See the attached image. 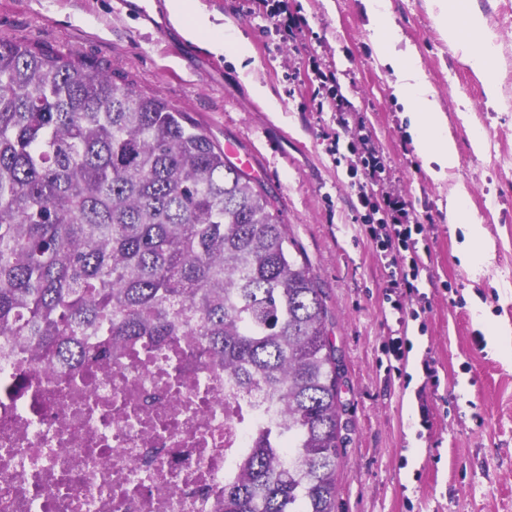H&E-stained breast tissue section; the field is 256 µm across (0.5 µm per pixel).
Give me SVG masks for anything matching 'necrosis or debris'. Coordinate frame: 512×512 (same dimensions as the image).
Returning a JSON list of instances; mask_svg holds the SVG:
<instances>
[{"label":"necrosis or debris","instance_id":"necrosis-or-debris-1","mask_svg":"<svg viewBox=\"0 0 512 512\" xmlns=\"http://www.w3.org/2000/svg\"><path fill=\"white\" fill-rule=\"evenodd\" d=\"M258 396L190 336L67 364L0 352V512H223Z\"/></svg>","mask_w":512,"mask_h":512}]
</instances>
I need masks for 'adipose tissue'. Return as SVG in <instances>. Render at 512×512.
<instances>
[{
  "instance_id": "adipose-tissue-1",
  "label": "adipose tissue",
  "mask_w": 512,
  "mask_h": 512,
  "mask_svg": "<svg viewBox=\"0 0 512 512\" xmlns=\"http://www.w3.org/2000/svg\"><path fill=\"white\" fill-rule=\"evenodd\" d=\"M371 22L373 48L382 65L396 76L394 93L410 119L413 144L425 164L434 168L435 178H445L458 165V147L448 134L444 112L435 94L427 85L414 50H399L402 40L390 11L389 0H364ZM436 21L448 40L451 50L461 52L463 61L484 81L488 104H495L499 88L494 61L498 53L484 16L474 10L464 11L458 0H434ZM168 9L174 25L189 38L204 40L217 53H232L245 57V40L223 33L200 12L196 0H169ZM468 192L457 186L448 198V211L454 222L466 225L467 240L461 251V264L475 270L487 255L486 232L483 225L466 209Z\"/></svg>"
}]
</instances>
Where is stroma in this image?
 <instances>
[{"label":"stroma","mask_w":512,"mask_h":512,"mask_svg":"<svg viewBox=\"0 0 512 512\" xmlns=\"http://www.w3.org/2000/svg\"><path fill=\"white\" fill-rule=\"evenodd\" d=\"M166 2L0 0V36L76 54L251 156L250 174L277 198L326 294L329 336L345 367L336 512H512V356L487 335L492 324L512 330V0L471 4L499 48L493 109L481 79L442 37L432 0H389L402 44L420 57L459 148V164L442 182L415 152L363 0H286L299 25L291 41L271 17L279 0H199L212 23L246 40L242 61L186 39ZM322 72L335 82L321 83ZM257 85L277 109L254 95ZM337 95L346 112L328 109ZM477 132L485 139L479 153L471 147ZM365 144L381 165L376 193L405 199L411 222L423 227L412 250L394 259L365 232ZM459 183L493 244L473 272L458 258L465 228L446 209ZM415 254L425 268L402 302L418 317L404 321L392 306L391 279ZM398 336L412 343L402 374L389 370L385 352ZM426 360L437 384L424 382Z\"/></svg>","instance_id":"stroma-1"}]
</instances>
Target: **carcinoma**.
Instances as JSON below:
<instances>
[{"label": "carcinoma", "mask_w": 512, "mask_h": 512, "mask_svg": "<svg viewBox=\"0 0 512 512\" xmlns=\"http://www.w3.org/2000/svg\"><path fill=\"white\" fill-rule=\"evenodd\" d=\"M268 191L75 54L0 37V341L80 363L196 336L261 394L224 512H335L344 367Z\"/></svg>", "instance_id": "cac0c4a2"}]
</instances>
